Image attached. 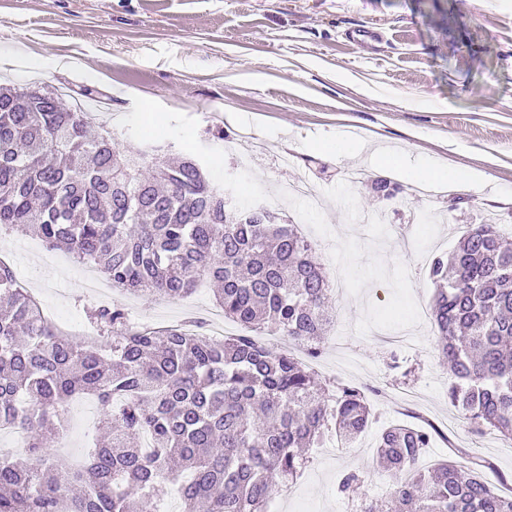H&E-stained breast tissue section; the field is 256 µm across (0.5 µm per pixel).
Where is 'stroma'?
<instances>
[{
  "instance_id": "stroma-1",
  "label": "stroma",
  "mask_w": 512,
  "mask_h": 512,
  "mask_svg": "<svg viewBox=\"0 0 512 512\" xmlns=\"http://www.w3.org/2000/svg\"><path fill=\"white\" fill-rule=\"evenodd\" d=\"M360 29L376 40H356ZM0 76L19 86L96 87L110 101L97 123L124 150L138 146L119 124L133 97L197 119L200 142L233 143L227 171L252 170L272 195L268 208L289 215L311 242L336 315L312 365L320 380L363 392L372 420L351 447L328 440L311 448L307 467L275 490L269 512H356V496L338 490L352 469L364 472L368 498L388 500L378 438L423 417L441 433L422 465L487 461V480L512 489V445L474 432L448 406L454 378L438 358L428 276L432 258L453 251L464 231L492 220L512 234V0H0ZM339 139L348 144L341 154L329 148ZM426 165L471 170L482 187L456 181L444 196L415 194L409 171ZM355 166L371 181L349 183ZM301 174L321 198L332 237L275 196ZM378 178L390 181L391 196L374 190ZM367 211L383 213L389 231L376 257L407 266L423 311L401 350L394 331H355L367 304L390 299V287L373 282L352 296L331 259L335 239L368 243L360 221ZM46 250L0 228V254L65 332L96 334L88 311L99 303L155 327L209 318L214 306L205 285L178 299L119 289L93 299L83 264L59 250L57 265H44ZM67 418L61 459L75 464L100 436V407L79 397Z\"/></svg>"
}]
</instances>
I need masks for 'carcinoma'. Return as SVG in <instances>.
I'll list each match as a JSON object with an SVG mask.
<instances>
[{
    "instance_id": "1",
    "label": "carcinoma",
    "mask_w": 512,
    "mask_h": 512,
    "mask_svg": "<svg viewBox=\"0 0 512 512\" xmlns=\"http://www.w3.org/2000/svg\"><path fill=\"white\" fill-rule=\"evenodd\" d=\"M68 95L0 86V227L65 249L133 293L183 297L204 279L249 332L214 340L185 324L134 328L123 310L99 306L103 344L89 346L47 323L0 265V430L25 434L18 455L0 456V512H148L170 487L182 512H268L307 449L329 433L348 443L371 418L360 390L330 392L306 360L257 338L320 354L333 315L314 248L264 207L225 204L197 157L121 151L109 130L91 133L85 102L98 91L81 87L66 109ZM429 278L439 357L455 378L449 404L512 441V237L482 224L432 260ZM76 396L97 400L112 440L71 469L54 444ZM434 438L400 424L380 437L401 512H512V494L496 491L482 464L417 470ZM363 483L351 470L339 490Z\"/></svg>"
}]
</instances>
